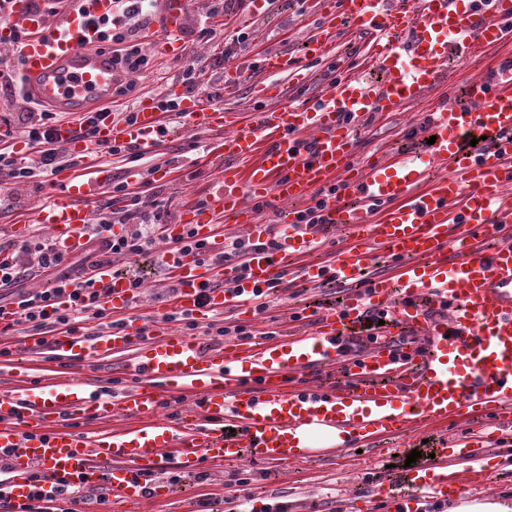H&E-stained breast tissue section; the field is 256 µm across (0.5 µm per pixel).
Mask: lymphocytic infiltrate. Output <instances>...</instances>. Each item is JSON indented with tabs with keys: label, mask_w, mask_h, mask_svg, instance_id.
I'll return each instance as SVG.
<instances>
[{
	"label": "lymphocytic infiltrate",
	"mask_w": 512,
	"mask_h": 512,
	"mask_svg": "<svg viewBox=\"0 0 512 512\" xmlns=\"http://www.w3.org/2000/svg\"><path fill=\"white\" fill-rule=\"evenodd\" d=\"M144 0H111V10L101 20L98 30L100 42L111 45L112 63L117 68L129 72L147 70L149 61L136 41V34L128 22L143 12ZM61 119L54 112H28L17 119L0 120V171L9 170L18 180L30 179L54 171L61 165H76L77 159L63 155L55 137ZM24 138L34 149L36 159L33 164L24 166L19 162L12 143ZM134 214L123 211L122 215L98 216L96 224L90 225L86 237L88 257L85 263L73 274H60L59 268L66 260V254L55 241L38 236L23 241L13 251L0 252V291H11L9 305L17 313L18 322L38 330H51L67 327L69 323H81L93 318L99 329L109 330L121 327V320L113 318L107 308L104 292L95 290L91 273L97 268L111 265L118 254H136L145 250L155 234L161 233L164 222L161 217L142 218L134 232L116 235L113 224H126ZM254 247L253 242L240 238L228 239L224 251L212 254L207 244L197 240L193 230H185L176 240L177 251L200 257L213 265L236 264L238 270H245L244 256ZM35 257L41 272L54 275L56 285L41 291L16 290L15 284L21 277V259ZM72 287L73 309L48 321L46 309L52 306L58 288Z\"/></svg>",
	"instance_id": "obj_1"
}]
</instances>
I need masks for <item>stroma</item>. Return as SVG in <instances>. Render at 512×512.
Returning <instances> with one entry per match:
<instances>
[{
  "label": "stroma",
  "mask_w": 512,
  "mask_h": 512,
  "mask_svg": "<svg viewBox=\"0 0 512 512\" xmlns=\"http://www.w3.org/2000/svg\"><path fill=\"white\" fill-rule=\"evenodd\" d=\"M162 7L163 0H153L145 6L136 24V39L150 60V68L122 82L112 101L114 119L125 118L140 99H168L169 86L181 84L184 71L190 67L196 71L199 91L209 94L227 110L249 117L268 109L269 104L254 99L247 82L234 92L225 93V63L238 65L250 76L257 69L259 52L286 53L302 68L307 82L292 86L286 73L280 75L279 81L288 98L303 101L318 96L340 71L364 59L365 38L361 35L338 36L325 58L305 56L304 44L320 21L311 0H268L256 14L240 8L236 0H190L180 34L182 44L168 48L150 36ZM240 34L246 37L241 44L236 41ZM164 119L175 133L163 141L158 158L175 163L178 170L170 180L153 182L149 191L141 193L137 210L142 215L162 214L173 224L185 203L207 205L222 164L205 153L206 144L218 138V131L183 128L182 119L175 112L165 113ZM416 122V117L405 112L382 118L364 117L354 140L358 157L377 158L396 148L426 150L427 139L416 132ZM48 189V178L18 183L8 172L0 173L1 248L8 250L21 244L35 230L48 236V229L38 230L32 224L33 212L47 200ZM166 247V241L158 238L143 253L112 258L113 272L134 275L145 283L144 293L129 316L149 325L165 321V315L174 307L172 281L161 263ZM344 294V289L332 284L311 285L297 279L289 287L270 294L268 308L256 312L247 326L257 333L282 331L291 325L293 317L312 319L321 308L337 305ZM28 331V325L20 324L0 334V349L6 351L5 356H0V394L14 389L20 376L45 383L57 374L108 380L113 382L115 393L123 392L128 383L125 356L117 355L93 365L78 361L62 364L48 354L24 351L23 339ZM480 429L477 423L452 424L442 434L417 428L397 439L381 441L373 449L341 448L279 467L248 460L205 463L200 467L201 478L183 477L175 482L168 479L177 470L171 462L166 472L154 476L155 481L169 482V496L147 500L141 512H198L202 506L208 512H227L228 501L235 495L241 496L244 512H270L277 506L286 507L288 512H357V496L402 475L411 449L421 448L426 442L436 443L443 437L452 442L472 439ZM484 457L493 477L484 486L482 497L512 503V445L487 447ZM235 473L245 478L244 488L231 485L230 478Z\"/></svg>",
  "instance_id": "1"
}]
</instances>
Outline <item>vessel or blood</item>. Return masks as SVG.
<instances>
[{"label": "vessel or blood", "instance_id": "obj_1", "mask_svg": "<svg viewBox=\"0 0 512 512\" xmlns=\"http://www.w3.org/2000/svg\"><path fill=\"white\" fill-rule=\"evenodd\" d=\"M186 6L187 0H169L158 29L177 37ZM84 7L82 16L51 17L34 11L29 0H0V34H28L19 59L25 95L60 112L104 106L119 84L120 71L111 53L98 48L87 20L105 14L109 2L86 0ZM314 8L321 22L307 40L308 56H327L336 21L345 19L369 37L365 61L385 71L384 83L370 85L348 71L307 104H282L247 121L206 95L184 100L186 124L223 130L208 152L229 165L208 204L187 206L165 238L190 227L198 238L214 240L224 222L264 239L268 227L255 221L244 199L272 196L282 203L280 248L251 251L243 273L176 252L164 253L162 263L178 285L176 307L194 313L204 296L210 309L251 312L257 295L282 287L292 273L314 284L364 274V288L321 312L313 328L211 351L176 331L144 335L134 320L94 339L71 328L26 336L29 352L55 360L95 361L131 351L126 374L132 384L117 399L105 386L75 377L49 385L29 381L0 395L1 496L14 503L37 493L56 498L54 486L37 487L30 479L44 469L83 488L104 489L114 512H126V505L161 493L145 475L169 457L186 475L200 461L242 455L268 465L308 460L312 449L295 435L303 426L343 429L347 448L464 415L482 421L494 414L500 427H512V56L470 75L464 102L448 100L424 114L421 130L436 137L428 154L358 159L350 123L417 107L448 85L449 57L463 62L512 46V0H315ZM168 135L151 98L134 106L131 120L104 122L92 138L68 125L59 130L69 154L85 160L106 143L148 153ZM475 138L484 139L485 149L472 147ZM107 178L101 169L71 172L38 207L35 221L50 228L58 245L77 248L91 222L89 204ZM329 187L334 193L316 223H299V206H310L313 191ZM339 224L351 234L332 259L305 262L325 229ZM95 278L113 315L131 307L130 278L108 267ZM377 313L384 316L377 342L353 355L352 336ZM340 364L348 371L339 385L314 388L295 380ZM186 391L196 413L172 422L161 408ZM88 415H125L136 424L107 437L56 425ZM459 454L472 462L468 481L449 470L448 450L441 447L405 473L403 492L383 486L376 497L390 503L391 512H406L418 499L444 502L490 479L478 449L465 446Z\"/></svg>", "mask_w": 512, "mask_h": 512}]
</instances>
